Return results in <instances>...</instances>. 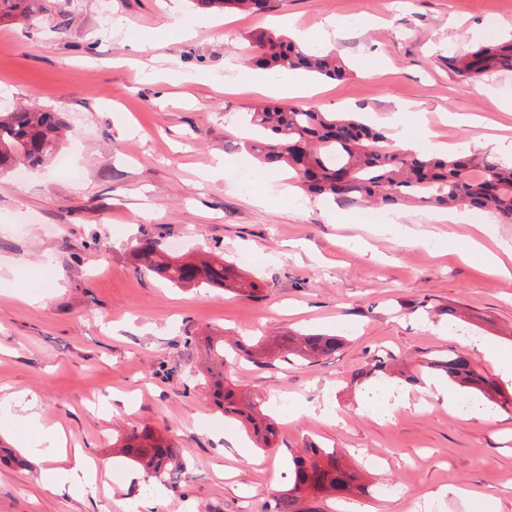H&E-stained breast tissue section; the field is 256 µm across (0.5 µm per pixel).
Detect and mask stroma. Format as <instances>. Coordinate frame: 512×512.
<instances>
[{
    "instance_id": "1",
    "label": "stroma",
    "mask_w": 512,
    "mask_h": 512,
    "mask_svg": "<svg viewBox=\"0 0 512 512\" xmlns=\"http://www.w3.org/2000/svg\"><path fill=\"white\" fill-rule=\"evenodd\" d=\"M49 22L0 25V108L60 112V148L77 176L49 164L0 174V393L35 401L45 428L108 462L94 493H51L41 459L12 421L0 426V512H261L288 486L305 444L336 448L368 493H310L299 512H476L482 497L512 512V413L449 386L433 396L429 358L466 350L507 384L493 353L512 346V224L410 206L371 223L364 207L310 197L284 171L249 166L246 112L262 83L288 73L246 66L244 51L281 32L337 51L341 81L305 75L294 105L358 112L399 149L449 150L512 139V72L472 84L448 59L512 40V0H276L272 11L210 14L189 0H43ZM193 30L180 39L177 27ZM425 245L414 244V237ZM151 238L176 255L233 261L258 291L176 287L138 270ZM506 260L490 274L485 259ZM463 319L449 320V307ZM342 336L335 356L307 361L274 347L291 332ZM267 344L262 362L224 366L242 395L278 422L260 448L210 399L206 338ZM392 372L363 377L377 355ZM147 428L171 441L185 471L157 493L114 448ZM396 492L381 495L380 486Z\"/></svg>"
}]
</instances>
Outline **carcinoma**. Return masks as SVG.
I'll use <instances>...</instances> for the list:
<instances>
[{
	"mask_svg": "<svg viewBox=\"0 0 512 512\" xmlns=\"http://www.w3.org/2000/svg\"><path fill=\"white\" fill-rule=\"evenodd\" d=\"M200 9L225 12L246 10L263 14L272 0H194ZM48 9L35 0H0V21L16 18L36 20ZM253 66L270 71L305 70L318 77L342 79L347 67L337 52L300 48L295 39L278 33L258 37ZM455 72L481 83L490 74L512 71V42L485 45L462 56L448 58ZM250 125L263 131L246 151L271 169L285 168L299 179L312 197L331 199L351 206L364 201L389 208L425 205L444 209L467 207L490 213L502 224H512V163L489 154L459 151L447 154L407 151L400 154L384 146L385 133L351 114L322 112L281 103L264 105L250 113ZM63 120L55 112L27 105L0 113V172L21 165L40 166L52 160L59 148ZM145 269L176 286L222 287L253 296L257 284L240 275L224 258L197 257L184 260L168 254L160 244L147 239L137 248ZM288 353L306 360L331 357L343 347V338L323 333H300L284 337ZM443 371L448 382L481 394L501 409L512 412V397L500 390L498 381L480 371L463 351L429 362ZM235 384L218 371L210 379V397L224 416L240 421L263 444L271 447L278 426L273 418L256 411L234 390ZM123 456L155 479L177 487L183 468L168 440L143 429L124 438ZM361 489V475L343 463L336 449L310 445L292 459V486L266 503L264 512H297L301 495L352 494Z\"/></svg>",
	"mask_w": 512,
	"mask_h": 512,
	"instance_id": "1",
	"label": "carcinoma"
}]
</instances>
